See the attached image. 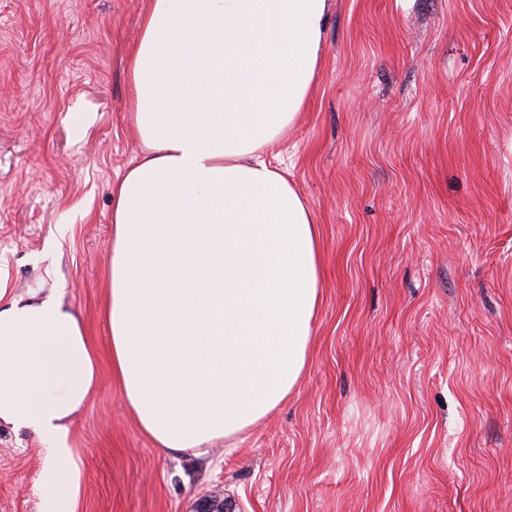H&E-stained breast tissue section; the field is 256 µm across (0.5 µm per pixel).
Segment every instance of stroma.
Listing matches in <instances>:
<instances>
[{"instance_id": "obj_1", "label": "stroma", "mask_w": 512, "mask_h": 512, "mask_svg": "<svg viewBox=\"0 0 512 512\" xmlns=\"http://www.w3.org/2000/svg\"><path fill=\"white\" fill-rule=\"evenodd\" d=\"M147 5L0 0V265L60 289L99 358L74 512H512V0H327L308 104L266 155L320 227L308 369L199 457L142 434L105 326ZM47 446L0 426V512H42Z\"/></svg>"}]
</instances>
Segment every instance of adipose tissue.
Segmentation results:
<instances>
[{"label":"adipose tissue","mask_w":512,"mask_h":512,"mask_svg":"<svg viewBox=\"0 0 512 512\" xmlns=\"http://www.w3.org/2000/svg\"><path fill=\"white\" fill-rule=\"evenodd\" d=\"M326 0H150L129 55L144 156L114 188L112 375L162 451L245 436L302 381L321 302L320 229L265 151L316 81ZM98 359L58 292L0 269V424L52 446L44 512H72L69 425Z\"/></svg>","instance_id":"1"}]
</instances>
